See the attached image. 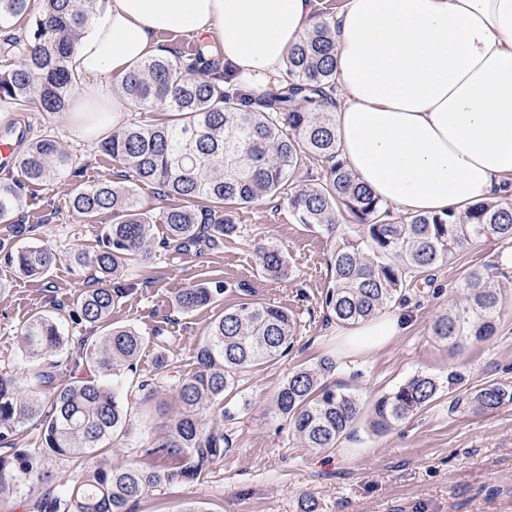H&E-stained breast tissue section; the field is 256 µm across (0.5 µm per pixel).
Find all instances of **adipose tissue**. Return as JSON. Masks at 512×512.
Wrapping results in <instances>:
<instances>
[{"label": "adipose tissue", "instance_id": "adipose-tissue-1", "mask_svg": "<svg viewBox=\"0 0 512 512\" xmlns=\"http://www.w3.org/2000/svg\"><path fill=\"white\" fill-rule=\"evenodd\" d=\"M312 0H108L78 43L70 110L87 139L120 126L112 97L163 33L218 42L230 81L261 96L315 25ZM341 156L405 214H442L512 181V0H346L334 24Z\"/></svg>", "mask_w": 512, "mask_h": 512}]
</instances>
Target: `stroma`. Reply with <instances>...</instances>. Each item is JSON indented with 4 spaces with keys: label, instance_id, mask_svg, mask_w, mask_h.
Here are the masks:
<instances>
[{
    "label": "stroma",
    "instance_id": "stroma-1",
    "mask_svg": "<svg viewBox=\"0 0 512 512\" xmlns=\"http://www.w3.org/2000/svg\"><path fill=\"white\" fill-rule=\"evenodd\" d=\"M17 123L28 138L49 134L73 159L74 174L46 185H29L30 205L21 219L22 242L51 247L57 261L39 278L24 275L0 256V374L28 387L33 363L23 351L19 332L34 313L53 315L69 342L89 336L88 326L70 316L89 269L73 255L93 251L102 225L111 214L90 223L76 216L68 199L76 185L119 180L123 168L100 152L91 139L77 137L64 112L0 110V126ZM235 236L203 241L175 253L163 247L165 225L154 227L152 259L132 267L122 282L124 294L112 320L132 325L147 338L136 373L124 374L128 408L126 433L104 455L112 466L160 468L173 458L151 453L179 410L173 395L160 390L166 359L181 375L197 368L196 349L210 322L224 309L246 301L287 309L297 322V339L286 356L254 369L239 396L232 420L214 413L205 427L224 430L233 446L201 478L149 492L130 502V512H301L299 498L315 497L318 512H512V401L479 411L464 404L466 395L486 383L512 392V266L502 267L506 242L472 244L432 272L427 286L409 292L400 309L408 328L384 345L355 350L337 335V324L322 307L331 280L329 258L338 237L325 228L297 223L287 197L265 200L234 212ZM275 248L288 261V275L272 280L262 272L259 254ZM482 268L494 271L493 282L505 304L497 331L487 342L461 349L437 341L431 330L449 301H464L465 276ZM225 284L223 296L191 313L181 311L175 296L189 285ZM329 360V384L372 402L410 377L429 374L441 385L437 399L386 435L358 423L334 448H307L292 438L285 421L270 412L281 383L295 369ZM462 377L449 385V373ZM85 466L83 459L49 458L50 477L20 492L0 495V512H32L44 494L68 488Z\"/></svg>",
    "mask_w": 512,
    "mask_h": 512
}]
</instances>
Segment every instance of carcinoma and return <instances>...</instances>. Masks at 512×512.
<instances>
[{
	"mask_svg": "<svg viewBox=\"0 0 512 512\" xmlns=\"http://www.w3.org/2000/svg\"><path fill=\"white\" fill-rule=\"evenodd\" d=\"M37 14L31 0H0V30L18 29L11 40L17 60L0 70V106L35 107L64 112L73 101L77 80L70 68L74 47L98 13L101 0H41ZM332 30L317 23L288 52L286 77L275 91L253 99L233 87L221 62L195 50L185 60L156 55L137 63L122 79V95L147 112L168 113L161 122L134 121L100 142L102 151L127 170V183L100 182L76 186L69 206L92 221L112 214L101 226L99 248L91 255L77 252L73 261L94 271V287L85 288L72 303V316L101 331L83 338L67 363L83 368L87 377L57 382L61 364L46 362L67 345L58 322L36 313L23 325L19 338L34 366L29 390L0 376V442L15 444L19 426L34 421L41 429L40 447L0 456V494L20 491L47 478L42 463L49 457H95L103 443L121 433L128 409L119 393L123 374L137 371L146 337L131 325L112 323V307L122 297L119 280L133 265L153 253V224L166 226L163 245L177 253L199 243L202 236L231 237L237 232L233 210L288 193L290 212L299 224L330 226L343 218L362 227V235H344L330 256L331 282L323 308L346 327L366 324L406 300V290L430 277L462 247L478 242L491 226L512 242V207L497 201L452 209L442 215L391 216L389 208L356 181L340 158L332 108L336 106ZM312 159L324 167L323 178L299 184L301 163ZM72 168L71 156L58 141L45 136L27 145L21 161L30 184L49 183ZM151 184L166 196L188 205L155 216L140 200L138 185ZM203 204L197 208V204ZM28 200L14 182H0V223L15 226ZM0 252L31 277L56 262L47 246L21 245L0 238ZM264 273L287 275L285 256L274 248L259 255ZM465 303L448 302L434 319L436 340L461 347L482 342L496 331L503 298L482 269L465 278ZM224 286L192 285L176 295L186 313L215 302ZM296 338V322L288 311L267 303L243 302L227 308L207 327L197 347L199 370L167 385L181 405L165 435L151 444L152 452L176 459L172 467L146 470L115 468L99 460L61 495L45 494L36 512H128L129 502L149 491L192 481L232 447L229 436L207 429L201 416L215 411L229 416L224 402L242 392L244 376L255 367L288 354ZM333 363L294 370L274 394L271 410L286 420L306 448H333L353 425L367 416L369 429L383 435L428 407L440 383L417 374L381 396L369 408L350 392L326 381ZM50 405H42V392ZM512 393L490 383L476 390L469 403L479 410L499 407Z\"/></svg>",
	"mask_w": 512,
	"mask_h": 512,
	"instance_id": "carcinoma-1",
	"label": "carcinoma"
}]
</instances>
